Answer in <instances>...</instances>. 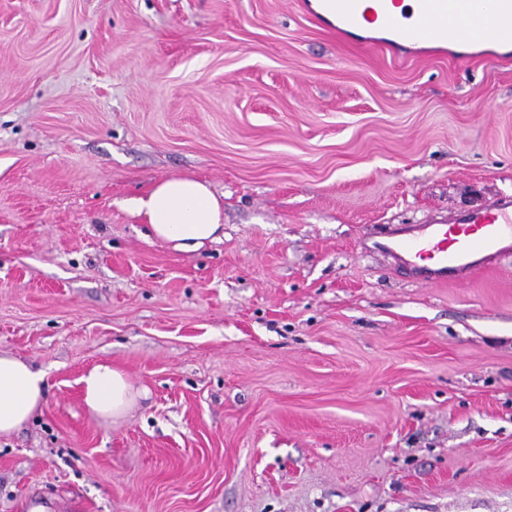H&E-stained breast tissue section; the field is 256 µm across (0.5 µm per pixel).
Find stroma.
Listing matches in <instances>:
<instances>
[{"instance_id":"1","label":"stroma","mask_w":512,"mask_h":512,"mask_svg":"<svg viewBox=\"0 0 512 512\" xmlns=\"http://www.w3.org/2000/svg\"><path fill=\"white\" fill-rule=\"evenodd\" d=\"M173 177L218 239L154 237ZM501 195L512 61L398 62L297 0H0V352L47 380L0 512H512V257L434 286L362 249ZM138 211L144 213L154 236L179 249H196L214 240L221 228L220 204L209 186L191 178L157 183ZM79 384L88 411L101 419L122 416L140 396L124 372L109 362L99 363L86 371Z\"/></svg>"}]
</instances>
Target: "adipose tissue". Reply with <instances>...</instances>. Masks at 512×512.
Instances as JSON below:
<instances>
[{
  "label": "adipose tissue",
  "instance_id": "adipose-tissue-1",
  "mask_svg": "<svg viewBox=\"0 0 512 512\" xmlns=\"http://www.w3.org/2000/svg\"><path fill=\"white\" fill-rule=\"evenodd\" d=\"M138 210L156 238L179 249H196L215 239L221 227L220 204L209 186L191 178L157 183ZM85 406L95 417L122 416L139 393L111 363L93 366L79 379ZM46 375L33 364L0 354V436L20 430L45 403Z\"/></svg>",
  "mask_w": 512,
  "mask_h": 512
}]
</instances>
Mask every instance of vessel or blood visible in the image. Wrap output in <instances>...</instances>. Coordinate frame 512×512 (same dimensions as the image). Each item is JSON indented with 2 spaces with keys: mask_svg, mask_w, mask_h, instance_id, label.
Segmentation results:
<instances>
[{
  "mask_svg": "<svg viewBox=\"0 0 512 512\" xmlns=\"http://www.w3.org/2000/svg\"><path fill=\"white\" fill-rule=\"evenodd\" d=\"M302 9L315 23L341 33L386 31L390 55L398 60L408 59L407 42L424 38L484 46L481 58L488 63L512 58V0H492L494 22L485 27L474 23L475 0H319L318 7L306 2ZM372 249L424 284L441 285L490 269L496 258L512 254V198L454 212L440 224L399 227L374 241Z\"/></svg>",
  "mask_w": 512,
  "mask_h": 512,
  "instance_id": "1",
  "label": "vessel or blood"
}]
</instances>
